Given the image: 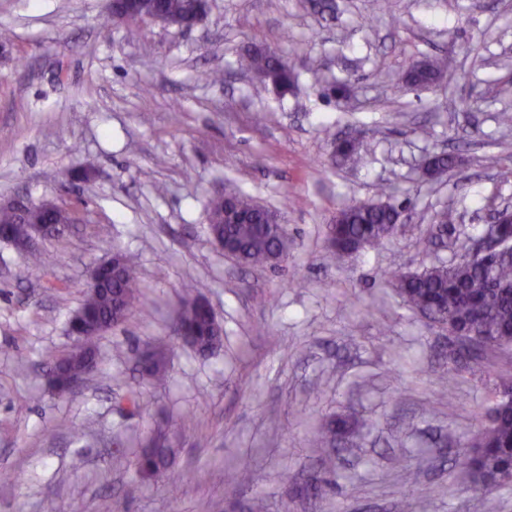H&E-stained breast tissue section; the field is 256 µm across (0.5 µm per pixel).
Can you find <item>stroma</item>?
Returning a JSON list of instances; mask_svg holds the SVG:
<instances>
[{
    "instance_id": "stroma-1",
    "label": "stroma",
    "mask_w": 512,
    "mask_h": 512,
    "mask_svg": "<svg viewBox=\"0 0 512 512\" xmlns=\"http://www.w3.org/2000/svg\"><path fill=\"white\" fill-rule=\"evenodd\" d=\"M0 201L51 200L80 220L44 238V268L18 278L0 240V512H485L455 465L502 385L512 349L469 369L448 332L387 284L462 254L493 207L512 204V0H210L205 20L130 27L107 0H0ZM250 47L294 63L284 96L237 68ZM444 58L435 85L411 90L409 64ZM218 70L222 81L204 80ZM344 83L347 99L330 95ZM362 132L364 162L335 166L336 137ZM456 168L435 179L438 151ZM93 161L89 180L71 175ZM407 202L401 233L336 264L327 226L379 184ZM233 185L288 227L280 271L237 265L212 240L208 197ZM451 209L448 245L433 217ZM137 259L144 310L105 333L98 367L65 393L48 365L76 346L68 322L88 271L114 249ZM207 299L224 329L201 356L171 315ZM163 347L167 374L137 353ZM139 393L141 408L126 398ZM167 475L136 460L163 419ZM344 421L333 443L321 425ZM252 477L231 487L227 467ZM413 484H406V472ZM335 479L322 496L313 476Z\"/></svg>"
}]
</instances>
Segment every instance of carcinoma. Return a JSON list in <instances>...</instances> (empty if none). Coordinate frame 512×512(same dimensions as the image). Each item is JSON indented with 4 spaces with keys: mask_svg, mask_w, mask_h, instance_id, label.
Masks as SVG:
<instances>
[{
    "mask_svg": "<svg viewBox=\"0 0 512 512\" xmlns=\"http://www.w3.org/2000/svg\"><path fill=\"white\" fill-rule=\"evenodd\" d=\"M191 0H140L138 13L125 20L138 24L151 15L165 24L186 18ZM239 68L254 72L262 81L281 93L291 90L294 65L279 56L256 49L238 61ZM443 62L424 60L410 66L405 82L412 87H426L441 77ZM361 160L360 136L351 133L347 140L336 142L333 161L346 165ZM237 209L248 219L217 224L224 241L230 244L228 257L246 266H279L288 257V233L278 222H269L255 209L254 200L236 193ZM398 210L387 203L351 201L344 204L328 225L329 257L340 258L367 245H375L397 236ZM47 221L50 234H61L77 220L76 213L61 206L49 212L37 211L31 217ZM0 232L3 240L14 245L32 238V224L8 208H0ZM46 256L37 246L23 251L18 276L44 265ZM115 275L98 285H88L86 298L76 320L82 334L79 346L59 359L51 373L60 383L84 379L97 368V341L109 330L124 323L140 295V282L133 257L115 250L112 255ZM389 284L413 311L420 312L448 328L449 333L466 330L477 333L476 339L490 347L512 346V252L484 264L465 257L447 265H435L414 274H394ZM174 332L184 343L202 354H213L222 344L214 334L212 309L203 308L198 297L187 295L180 301L173 317ZM143 374L160 380L166 371V353L148 348L139 355ZM472 451L464 466L472 479L492 494L512 483V408L502 406L487 411L486 422L472 438ZM175 451L161 434L138 460L140 472L159 476L174 458Z\"/></svg>",
    "mask_w": 512,
    "mask_h": 512,
    "instance_id": "cac0c4a2",
    "label": "carcinoma"
}]
</instances>
